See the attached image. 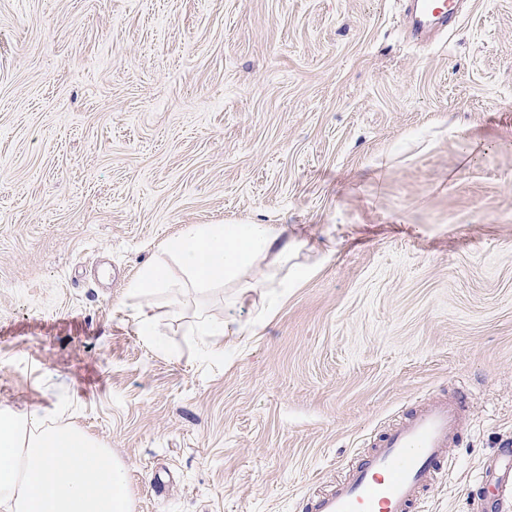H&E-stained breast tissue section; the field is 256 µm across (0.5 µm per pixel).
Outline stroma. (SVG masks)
I'll return each mask as SVG.
<instances>
[{
    "mask_svg": "<svg viewBox=\"0 0 512 512\" xmlns=\"http://www.w3.org/2000/svg\"><path fill=\"white\" fill-rule=\"evenodd\" d=\"M403 0H0V406L97 438L134 512H303L365 441L465 386L426 495L470 512L512 438V0L433 42ZM282 224L236 301L187 224ZM235 321L224 353L194 332ZM168 285V272L163 263H156L145 269L140 278L132 284L133 292L142 299L138 311V324L143 333L149 334L152 331L153 316L150 312L154 295Z\"/></svg>",
    "mask_w": 512,
    "mask_h": 512,
    "instance_id": "stroma-1",
    "label": "stroma"
}]
</instances>
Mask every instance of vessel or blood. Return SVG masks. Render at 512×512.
I'll return each instance as SVG.
<instances>
[{
	"instance_id": "vessel-or-blood-1",
	"label": "vessel or blood",
	"mask_w": 512,
	"mask_h": 512,
	"mask_svg": "<svg viewBox=\"0 0 512 512\" xmlns=\"http://www.w3.org/2000/svg\"><path fill=\"white\" fill-rule=\"evenodd\" d=\"M412 37L447 30L460 0H412ZM469 423L463 401L453 394L423 398L408 414L372 438L368 450L331 488L315 490L308 512H419L425 492L442 471L445 453L456 447ZM498 512H512V445L503 444L496 486Z\"/></svg>"
}]
</instances>
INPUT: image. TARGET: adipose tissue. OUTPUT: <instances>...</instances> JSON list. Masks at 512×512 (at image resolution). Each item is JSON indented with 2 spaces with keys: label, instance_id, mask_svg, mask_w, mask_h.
<instances>
[{
  "label": "adipose tissue",
  "instance_id": "adipose-tissue-1",
  "mask_svg": "<svg viewBox=\"0 0 512 512\" xmlns=\"http://www.w3.org/2000/svg\"><path fill=\"white\" fill-rule=\"evenodd\" d=\"M286 232L282 224H189L168 241L165 250L186 272L192 286L205 292L211 288L232 287L238 298H245L259 286L256 274L265 260L280 261L286 253L281 241ZM168 285L164 264L145 269L133 283L141 299L138 324L151 333L153 297Z\"/></svg>",
  "mask_w": 512,
  "mask_h": 512
}]
</instances>
